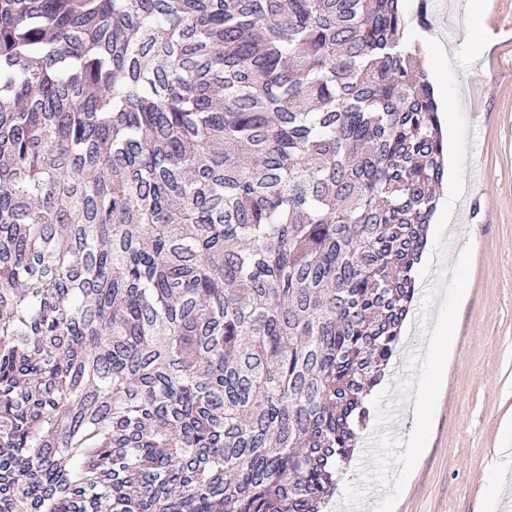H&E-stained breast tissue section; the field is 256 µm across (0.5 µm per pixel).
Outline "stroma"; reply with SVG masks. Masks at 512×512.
Here are the masks:
<instances>
[{
    "instance_id": "35a3bbf8",
    "label": "stroma",
    "mask_w": 512,
    "mask_h": 512,
    "mask_svg": "<svg viewBox=\"0 0 512 512\" xmlns=\"http://www.w3.org/2000/svg\"><path fill=\"white\" fill-rule=\"evenodd\" d=\"M499 28L482 24L487 46L467 45L456 0H429L428 29L455 50L445 73L461 104L449 105L457 142L448 157L466 194L457 224L471 244L461 276L422 270L410 317L419 327L373 394V445H359L360 478L337 484L325 512H480V493L512 484V460L500 455L512 425V0H486ZM452 315L453 354L432 405L427 441L408 462L397 416L419 373L413 348L424 344L430 313Z\"/></svg>"
}]
</instances>
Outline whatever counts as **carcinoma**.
Here are the masks:
<instances>
[{"label":"carcinoma","mask_w":512,"mask_h":512,"mask_svg":"<svg viewBox=\"0 0 512 512\" xmlns=\"http://www.w3.org/2000/svg\"><path fill=\"white\" fill-rule=\"evenodd\" d=\"M404 0H0V512H322L445 173Z\"/></svg>","instance_id":"1"}]
</instances>
